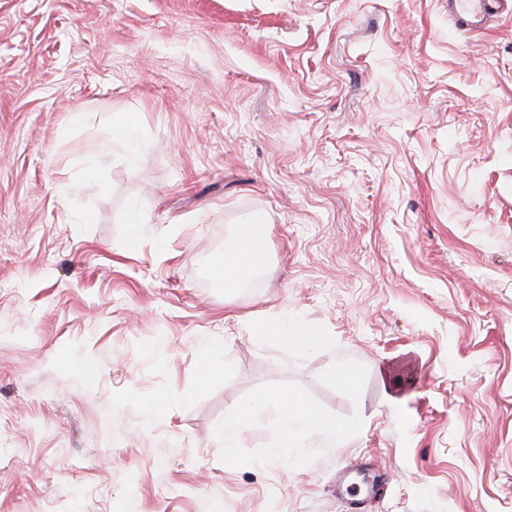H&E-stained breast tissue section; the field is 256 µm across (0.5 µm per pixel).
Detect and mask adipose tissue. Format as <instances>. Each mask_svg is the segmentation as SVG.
I'll list each match as a JSON object with an SVG mask.
<instances>
[{
	"label": "adipose tissue",
	"instance_id": "1",
	"mask_svg": "<svg viewBox=\"0 0 512 512\" xmlns=\"http://www.w3.org/2000/svg\"><path fill=\"white\" fill-rule=\"evenodd\" d=\"M268 232L264 224L249 221L240 225L236 235L224 244L223 266L204 268L203 277L223 280L224 288L229 292L241 287L266 263L264 246ZM266 413L271 414L282 436L291 440L331 426L324 415L292 398H283L276 403L266 397L249 400L237 405L224 419L225 456L233 455L252 422Z\"/></svg>",
	"mask_w": 512,
	"mask_h": 512
}]
</instances>
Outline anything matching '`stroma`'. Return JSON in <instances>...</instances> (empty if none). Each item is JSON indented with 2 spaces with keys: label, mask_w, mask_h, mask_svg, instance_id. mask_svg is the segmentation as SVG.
<instances>
[{
  "label": "stroma",
  "mask_w": 512,
  "mask_h": 512,
  "mask_svg": "<svg viewBox=\"0 0 512 512\" xmlns=\"http://www.w3.org/2000/svg\"><path fill=\"white\" fill-rule=\"evenodd\" d=\"M248 219L268 268L228 296L201 270ZM272 395L344 437L260 417L225 458ZM355 460L361 512H512V17L0 0V512H352ZM270 413L285 439L298 440L308 433L324 428H336L339 435L345 428L330 422L318 411L307 407L295 399L282 398L274 403L269 398L246 401L237 405L224 418V456L230 458L239 441L252 422L263 414Z\"/></svg>",
  "instance_id": "35a3bbf8"
}]
</instances>
